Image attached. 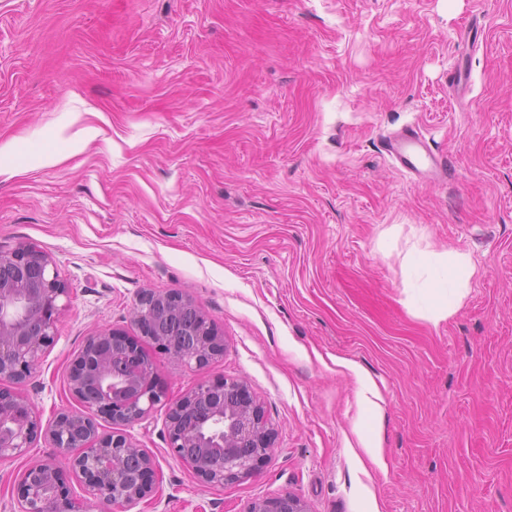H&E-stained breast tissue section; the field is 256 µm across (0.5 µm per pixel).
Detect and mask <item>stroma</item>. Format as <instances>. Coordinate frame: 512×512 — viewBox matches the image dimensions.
<instances>
[{"label":"stroma","instance_id":"35a3bbf8","mask_svg":"<svg viewBox=\"0 0 512 512\" xmlns=\"http://www.w3.org/2000/svg\"><path fill=\"white\" fill-rule=\"evenodd\" d=\"M409 124L448 182L415 184L381 152ZM14 137L0 248H40L71 290L14 386L42 419L79 410L75 354L130 330L144 291L196 300L224 336L199 371L156 356L166 402L125 432L157 484L132 512L286 494L311 512H512V0H0V143ZM451 249L470 291L433 324L405 258ZM361 374L381 396L377 466L357 460ZM223 378L247 382L276 440L253 476L211 486L165 419ZM56 455L40 435L0 460V512Z\"/></svg>","mask_w":512,"mask_h":512}]
</instances>
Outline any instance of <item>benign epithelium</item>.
<instances>
[{"label":"benign epithelium","instance_id":"benign-epithelium-1","mask_svg":"<svg viewBox=\"0 0 512 512\" xmlns=\"http://www.w3.org/2000/svg\"><path fill=\"white\" fill-rule=\"evenodd\" d=\"M70 288L48 254L33 245L0 250V459L22 455L45 434L79 474L88 493L119 512H130L154 492V457L123 432L101 433L96 416L114 426L146 418L165 398L156 383V362L133 336L98 330L85 338L67 375L81 404L42 423L33 405L12 384L41 362L56 336ZM131 326L158 352L201 370L224 355V336L195 300L177 291L143 292ZM168 447L195 448L185 459L205 483L222 486L255 473L274 450V431L262 405L243 380H202L169 405ZM21 512H86L69 495L63 469L54 460L25 468L18 479ZM246 512H310L296 495L253 501Z\"/></svg>","mask_w":512,"mask_h":512}]
</instances>
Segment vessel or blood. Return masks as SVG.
<instances>
[{"label": "vessel or blood", "mask_w": 512, "mask_h": 512, "mask_svg": "<svg viewBox=\"0 0 512 512\" xmlns=\"http://www.w3.org/2000/svg\"><path fill=\"white\" fill-rule=\"evenodd\" d=\"M384 153L417 182L442 181L448 177V164L430 148L420 127L407 126L386 135Z\"/></svg>", "instance_id": "obj_1"}]
</instances>
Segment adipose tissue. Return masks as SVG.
<instances>
[{
	"label": "adipose tissue",
	"mask_w": 512,
	"mask_h": 512,
	"mask_svg": "<svg viewBox=\"0 0 512 512\" xmlns=\"http://www.w3.org/2000/svg\"><path fill=\"white\" fill-rule=\"evenodd\" d=\"M409 266L413 280L408 297L431 322L452 314L469 291L473 266L465 253L421 252L411 257Z\"/></svg>",
	"instance_id": "adipose-tissue-1"
}]
</instances>
